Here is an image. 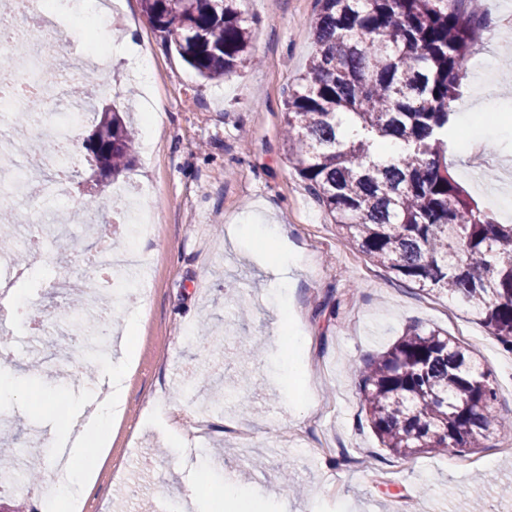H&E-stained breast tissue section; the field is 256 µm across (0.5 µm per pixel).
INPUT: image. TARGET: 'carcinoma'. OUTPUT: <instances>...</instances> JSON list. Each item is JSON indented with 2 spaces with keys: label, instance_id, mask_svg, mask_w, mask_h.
Listing matches in <instances>:
<instances>
[{
  "label": "carcinoma",
  "instance_id": "1",
  "mask_svg": "<svg viewBox=\"0 0 512 512\" xmlns=\"http://www.w3.org/2000/svg\"><path fill=\"white\" fill-rule=\"evenodd\" d=\"M472 0H316L315 52L285 100L295 171L347 238L427 295L464 304L512 351V224L479 209L448 171V120L484 29ZM143 14L200 77L255 62L246 0H140ZM403 143L397 156L381 139ZM85 149L116 177L134 133L112 127ZM380 444L397 458L464 455L512 430L494 410L491 370L439 328L411 325L356 369Z\"/></svg>",
  "mask_w": 512,
  "mask_h": 512
}]
</instances>
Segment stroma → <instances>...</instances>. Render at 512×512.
Listing matches in <instances>:
<instances>
[{
	"mask_svg": "<svg viewBox=\"0 0 512 512\" xmlns=\"http://www.w3.org/2000/svg\"><path fill=\"white\" fill-rule=\"evenodd\" d=\"M315 0H249L257 17L258 64L223 82L202 80L144 21L139 0H125L126 47L108 46L115 91L101 105L123 104L129 55L148 51L157 77L153 108L161 115L154 151L137 148L132 167L102 178L82 146L69 157L58 213L66 238L49 240L16 288L21 302L72 308L53 283L66 277L112 291L110 276L89 258L101 241L135 247L152 261L135 359L125 374V412L94 486L79 495L84 512H141L144 502L182 512L187 488L232 484L249 512H454L485 481V512H512L500 488L512 485V432L453 467L447 455L392 456L374 435L352 365L386 351L411 325L447 330L487 364L498 383V416L512 418V352L467 309L419 292L374 265L345 237L295 172L282 143L284 101L314 52L308 21ZM474 54L495 68L485 104L474 105L462 79L463 115L448 150V169L479 206L502 219L499 198L512 196V33L481 36ZM135 195L153 228L136 235L110 203L115 188ZM280 224L283 239L263 225ZM296 257V267L283 256ZM288 320L276 327V315ZM215 342L199 339L200 330ZM301 337L291 348L290 337ZM14 358L0 374L21 379L26 402L0 399L13 428L0 472L24 477L43 469L58 448L47 439L59 412L92 409L108 386L106 364L84 353V339L30 342L17 324ZM305 363L310 383L288 380L289 359ZM250 383H232L240 376Z\"/></svg>",
	"mask_w": 512,
	"mask_h": 512,
	"instance_id": "1",
	"label": "stroma"
}]
</instances>
